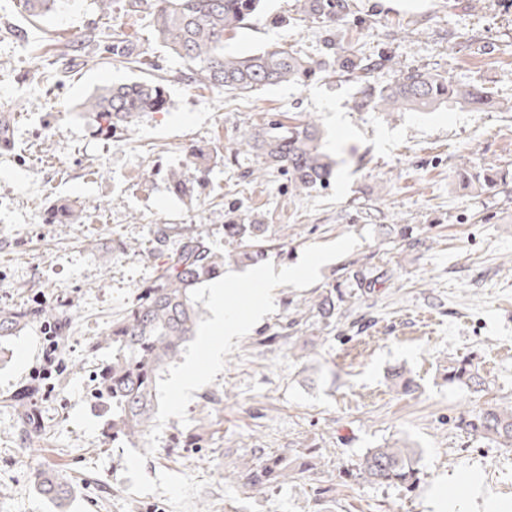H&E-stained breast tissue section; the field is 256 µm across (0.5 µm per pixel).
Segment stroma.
Wrapping results in <instances>:
<instances>
[{
  "label": "stroma",
  "instance_id": "obj_1",
  "mask_svg": "<svg viewBox=\"0 0 512 512\" xmlns=\"http://www.w3.org/2000/svg\"><path fill=\"white\" fill-rule=\"evenodd\" d=\"M149 3L134 9L112 0L105 16L94 0H61L33 21L20 0H0V113L11 116L10 145L0 147V309L62 303L70 319L61 368L44 378L36 402L51 431L45 444L25 445L9 406L34 382L44 333L33 326L0 349V512H56L34 489L40 469L80 484L68 512H173L165 496L129 494L123 445L105 435L90 404L94 371L112 350L93 355L87 344L153 281L156 263L146 252L158 228L189 226L229 251L232 209L271 225L277 246L267 259L277 267L297 263L308 245L355 234L351 256L363 264V283L343 280L340 258L307 289L276 288L274 312L194 392L187 422L164 425L147 474L206 481L200 500L209 512H434V488L456 498L452 478L467 472L479 498L512 512V448L458 424L465 410L512 404V192L479 196L451 181L471 157L512 170V109H503L512 106V0H353L342 24L346 47L476 84L498 103L393 116L356 109L355 84L326 72L249 95L197 87L187 64L155 40ZM111 30L131 36L142 64L112 54ZM84 34L91 40L78 47L77 66L63 69L53 38ZM275 44L326 54L295 0H264L258 20L224 48L244 54ZM157 75L167 111L109 140L80 116L97 88ZM273 117L317 122L337 162L329 188L298 197L285 176L251 180L218 164L191 195L169 192L166 176L190 147L237 150L242 126ZM59 198L78 201L77 223H46ZM383 224L418 225L425 240L415 248L389 243ZM336 284L344 301L331 324L299 312L303 299ZM467 356L488 378L486 391L445 380L448 363ZM397 367L414 392L391 387L387 374ZM208 393L218 402L205 403ZM212 421L217 431L204 447H184ZM397 438L419 453L412 489L353 477L368 449ZM305 448L316 468L269 493L228 478L242 459Z\"/></svg>",
  "mask_w": 512,
  "mask_h": 512
}]
</instances>
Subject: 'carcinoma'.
Listing matches in <instances>:
<instances>
[{"label": "carcinoma", "instance_id": "carcinoma-1", "mask_svg": "<svg viewBox=\"0 0 512 512\" xmlns=\"http://www.w3.org/2000/svg\"><path fill=\"white\" fill-rule=\"evenodd\" d=\"M59 0H22L31 19L43 18L56 11ZM353 9L351 0H296L299 20L318 24L327 44L336 47L328 59H313L292 48L272 45L249 55L224 50V39L232 37L255 21L262 10V0H154L153 27L159 40L173 54L187 63L195 83L202 88L247 94L284 83L302 84L316 73L330 68L357 86L356 107L378 112H424L442 106L480 111L497 105L491 93L474 85L456 82L430 71L399 68L386 84L375 82V73L386 68L389 58L363 57L337 48L341 40L338 24ZM112 51L131 57L133 49L124 32L114 34ZM169 99L163 80L140 79L119 85H105L82 103V114L97 132L110 137L118 130L129 129L139 118L167 110ZM323 133L312 120L286 124L269 120L240 131V144L254 157L255 168L247 176L266 175L278 170L288 177V184L298 195L318 192L330 184L336 161L324 151ZM217 153L190 148L184 164L167 175L169 189L178 196L191 191L193 174H203ZM508 173L497 171L476 160L455 170L454 180L477 194H491L509 185ZM76 202L64 200L51 204L45 220L49 224H67L78 219ZM384 235L392 243L417 247L422 243L408 224H391ZM224 236L236 242L237 249L227 253L213 250L202 232L186 228L171 239L161 228L150 256L160 260L153 284L143 288L126 313L112 322L109 331L88 343L97 352L112 347V357L96 373L91 403L108 414L105 422L112 440L134 447L146 446L158 409L157 384L161 374L181 358L186 345L196 336L203 311L191 292L219 277L224 263L262 262L268 244L274 241L270 225L256 216L232 211L224 225ZM308 311L330 320L336 305L329 295L307 302ZM53 326L56 335L64 336L68 317L60 307L19 306L0 310V342H5L32 324ZM448 384L478 392L486 385L479 364L472 357L456 360L446 368ZM388 380L402 393L415 391L411 377L402 369L388 373ZM37 386L18 393L13 408L23 427L29 429V442L39 443L47 430L36 423L30 399L38 394ZM459 425L470 434L512 447V405L472 409L459 416ZM418 451L405 440L388 442L369 449L358 464L357 476L370 484L410 489L417 483ZM313 468L304 454L292 457L271 455L257 461L242 462L234 478L252 491L265 493ZM39 495L50 500L57 512H67L78 485L68 483L52 471H39L34 477Z\"/></svg>", "mask_w": 512, "mask_h": 512}]
</instances>
